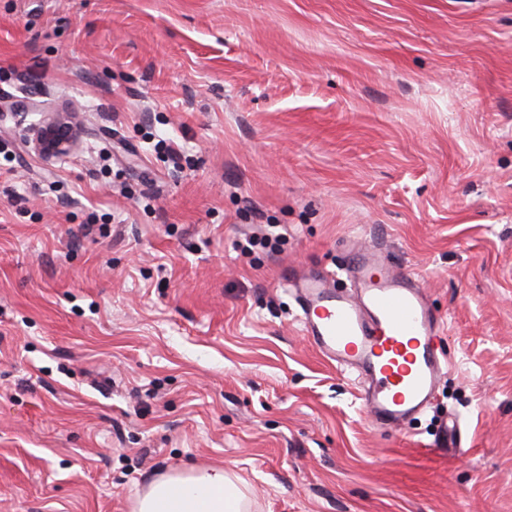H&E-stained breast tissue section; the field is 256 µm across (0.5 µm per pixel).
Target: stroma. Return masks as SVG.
<instances>
[{"label":"stroma","instance_id":"35a3bbf8","mask_svg":"<svg viewBox=\"0 0 512 512\" xmlns=\"http://www.w3.org/2000/svg\"><path fill=\"white\" fill-rule=\"evenodd\" d=\"M2 147L0 512L212 466L251 512H512V0H0ZM350 245L448 323L401 433L282 285ZM31 132L34 150L49 159L67 156L78 147L76 136L60 112H46Z\"/></svg>","mask_w":512,"mask_h":512}]
</instances>
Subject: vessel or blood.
Returning a JSON list of instances; mask_svg holds the SVG:
<instances>
[{"label": "vessel or blood", "mask_w": 512, "mask_h": 512, "mask_svg": "<svg viewBox=\"0 0 512 512\" xmlns=\"http://www.w3.org/2000/svg\"><path fill=\"white\" fill-rule=\"evenodd\" d=\"M345 272L347 292L319 274L286 279L302 332L327 361L358 374L377 429H405L433 404L447 370L440 321L417 279L394 270L381 249L351 251Z\"/></svg>", "instance_id": "vessel-or-blood-1"}]
</instances>
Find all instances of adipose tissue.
Returning <instances> with one entry per match:
<instances>
[{"mask_svg": "<svg viewBox=\"0 0 512 512\" xmlns=\"http://www.w3.org/2000/svg\"><path fill=\"white\" fill-rule=\"evenodd\" d=\"M239 478L221 468L163 476L138 498L137 512H247Z\"/></svg>", "mask_w": 512, "mask_h": 512, "instance_id": "adipose-tissue-1", "label": "adipose tissue"}]
</instances>
